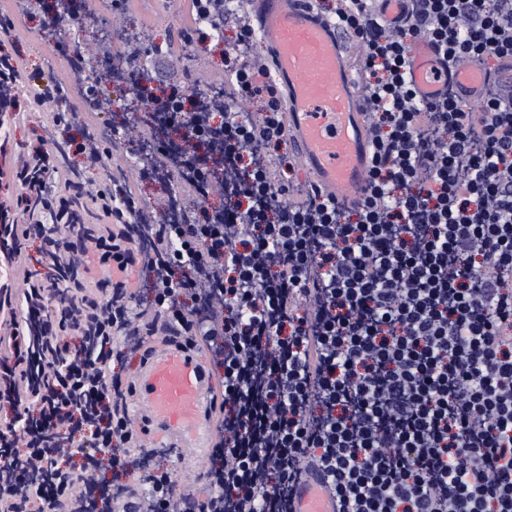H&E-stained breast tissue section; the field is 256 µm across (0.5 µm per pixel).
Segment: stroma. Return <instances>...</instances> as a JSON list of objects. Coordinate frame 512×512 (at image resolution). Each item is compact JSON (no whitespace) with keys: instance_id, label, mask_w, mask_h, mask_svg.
I'll list each match as a JSON object with an SVG mask.
<instances>
[{"instance_id":"35a3bbf8","label":"stroma","mask_w":512,"mask_h":512,"mask_svg":"<svg viewBox=\"0 0 512 512\" xmlns=\"http://www.w3.org/2000/svg\"><path fill=\"white\" fill-rule=\"evenodd\" d=\"M1 12L12 15L14 27L9 33H0V52L17 57L28 78L14 90L17 109L0 113V170L8 169L36 137L62 139L64 132L55 122L58 112L90 115L91 109L80 94L78 69L96 65L101 46H111L117 60L130 42L147 49L155 45L166 48V55L148 54L143 59L155 94L174 87L209 93L229 89L221 43L192 46L186 39L187 32L195 26L191 0H127L123 11L102 9L69 28L46 27L40 17L18 15L12 0H0ZM58 82L69 86L67 100L46 109L34 108V95L51 91ZM100 93L112 102L110 110L98 119L108 130L119 131L132 122H151L150 104L126 86L108 82L101 86ZM144 156L142 142L124 139L115 143L111 165L90 167L82 156L68 154L60 158L50 179L60 185L74 178L83 183H101L113 166L136 178Z\"/></svg>"}]
</instances>
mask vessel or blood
Masks as SVG:
<instances>
[{
	"label": "vessel or blood",
	"instance_id": "obj_1",
	"mask_svg": "<svg viewBox=\"0 0 512 512\" xmlns=\"http://www.w3.org/2000/svg\"><path fill=\"white\" fill-rule=\"evenodd\" d=\"M251 5L284 89L289 142L317 187L345 205L360 201L370 136L353 50L331 21L314 13L312 0H252ZM409 56L412 83L422 97L452 93L479 106L488 81L482 62L462 61L445 71L424 39L412 45ZM497 80L502 108L512 109V58L502 61ZM129 389L155 442L177 449L181 468L199 466L215 444L218 424L211 410L218 387L203 356L174 336L149 341ZM293 510L336 512V502L316 476L296 485Z\"/></svg>",
	"mask_w": 512,
	"mask_h": 512
}]
</instances>
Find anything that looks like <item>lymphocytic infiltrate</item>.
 <instances>
[{"mask_svg": "<svg viewBox=\"0 0 512 512\" xmlns=\"http://www.w3.org/2000/svg\"><path fill=\"white\" fill-rule=\"evenodd\" d=\"M234 4L192 0L190 40L208 42ZM333 19L361 58L373 148L363 197L347 207L311 184L291 200L281 93L268 59L249 56L247 20L224 46L225 101L176 88L149 97L143 50H126L125 85L178 135L179 186L198 204L160 220L127 178L105 183L96 198L111 228L75 244L66 226L46 241L56 276L20 278V313L0 336V401L28 425L0 431V512H114L93 496L103 470L133 461L112 356L160 321L197 337L222 370L208 507L293 512L312 468L339 512H512V112L492 87L476 111L422 99L408 57L421 38L449 60L511 56L512 0H407L395 26L373 0H337ZM256 97L262 112L242 118L240 102ZM78 132L22 155V192L0 202V225L22 232L1 248L19 253L37 235L50 195L39 173L61 152L106 155V139ZM224 160L234 198L212 211L202 202ZM71 253L139 266L153 315L130 314L123 282L107 292L88 287L82 262L60 268ZM48 295L61 318L40 335L32 312Z\"/></svg>", "mask_w": 512, "mask_h": 512, "instance_id": "1", "label": "lymphocytic infiltrate"}]
</instances>
